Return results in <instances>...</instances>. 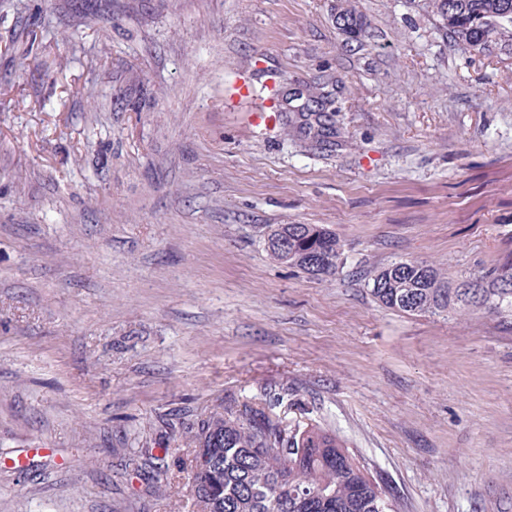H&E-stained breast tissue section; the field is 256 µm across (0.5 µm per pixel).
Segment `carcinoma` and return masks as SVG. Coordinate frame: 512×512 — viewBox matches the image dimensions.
I'll use <instances>...</instances> for the list:
<instances>
[{"label":"carcinoma","instance_id":"carcinoma-1","mask_svg":"<svg viewBox=\"0 0 512 512\" xmlns=\"http://www.w3.org/2000/svg\"><path fill=\"white\" fill-rule=\"evenodd\" d=\"M448 39L474 56L512 57V0H425ZM336 25L350 38L366 33L362 16L346 3ZM293 131L321 146L335 136L328 95L316 82L299 91ZM270 256L314 277L343 264L341 241L316 224H276L267 232ZM382 307L410 315L482 310L512 317V270L450 287L434 267L401 260L368 283ZM189 486L196 512H396L386 491L336 434L307 425L292 433L264 410L230 402L191 428Z\"/></svg>","mask_w":512,"mask_h":512}]
</instances>
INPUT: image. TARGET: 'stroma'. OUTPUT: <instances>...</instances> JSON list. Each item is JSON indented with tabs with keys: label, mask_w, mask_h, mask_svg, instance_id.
<instances>
[{
	"label": "stroma",
	"mask_w": 512,
	"mask_h": 512,
	"mask_svg": "<svg viewBox=\"0 0 512 512\" xmlns=\"http://www.w3.org/2000/svg\"><path fill=\"white\" fill-rule=\"evenodd\" d=\"M339 2L0 0V512H193L184 431L228 400L335 432L398 512H512V317L368 290L512 263V65L423 0H350L349 39ZM321 75L333 146L255 123ZM273 224L343 267L274 261ZM163 447L167 480L129 467ZM341 1L336 8V25L338 28L350 38L358 40L366 33V23L362 16L346 4L347 1ZM266 241L275 261L317 278L334 275L344 261L341 241L320 225L276 224L267 232Z\"/></svg>",
	"instance_id": "obj_1"
}]
</instances>
